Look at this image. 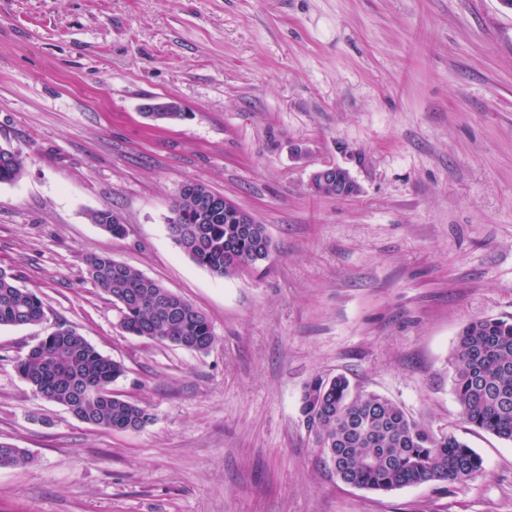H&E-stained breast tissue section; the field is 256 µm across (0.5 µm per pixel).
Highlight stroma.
<instances>
[{"label": "stroma", "instance_id": "1", "mask_svg": "<svg viewBox=\"0 0 512 512\" xmlns=\"http://www.w3.org/2000/svg\"><path fill=\"white\" fill-rule=\"evenodd\" d=\"M173 99L186 116L145 118ZM0 269L41 324L0 327V512H512V443L467 424L452 354L512 318V9L500 0H0ZM359 194H315L324 165ZM206 183L266 224L270 262L218 278L171 239ZM109 208L112 237L89 219ZM107 254L201 309L208 352L124 334ZM69 326L126 367L139 431L99 429L13 366ZM346 375L483 459L465 484L378 494L319 460L307 381ZM24 173V160L20 151L0 146V184L14 183ZM90 219L94 224H98L112 236H124L126 232L125 225L112 209L104 208L94 210L90 213ZM32 457L24 448H18L9 442L0 441V469L26 466Z\"/></svg>", "mask_w": 512, "mask_h": 512}]
</instances>
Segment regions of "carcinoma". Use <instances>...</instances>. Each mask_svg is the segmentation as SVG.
<instances>
[{
  "label": "carcinoma",
  "mask_w": 512,
  "mask_h": 512,
  "mask_svg": "<svg viewBox=\"0 0 512 512\" xmlns=\"http://www.w3.org/2000/svg\"><path fill=\"white\" fill-rule=\"evenodd\" d=\"M24 173L20 151L0 146V184ZM168 230L197 265L219 278L256 270L270 257L265 224H236L224 197L200 181L181 187ZM115 237L125 234L109 208L90 213ZM89 278L120 309V329L135 337L204 353L215 343L206 315L187 299L108 255L86 259ZM38 295L0 270V326L42 323ZM453 392L462 419L512 443V318L463 325L452 357ZM15 369L41 399L65 407L96 428L139 431L152 422L144 404L112 392L125 367L100 353L75 329L59 327L15 359ZM301 420L320 461L346 484L377 493L425 483L463 484L483 469L482 458L453 434H435L395 402L352 385L344 375H314L305 385ZM32 462L27 450L0 441V469Z\"/></svg>",
  "instance_id": "carcinoma-1"
}]
</instances>
